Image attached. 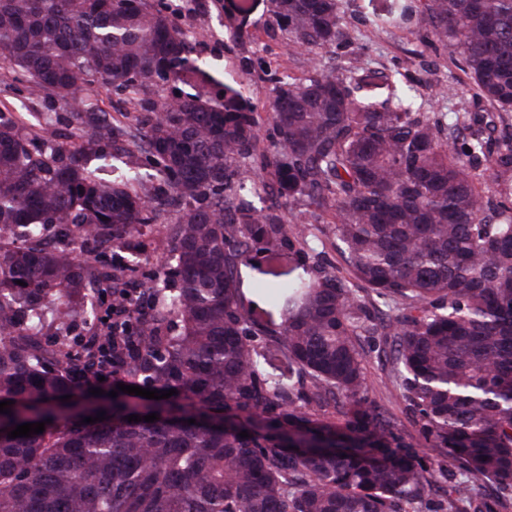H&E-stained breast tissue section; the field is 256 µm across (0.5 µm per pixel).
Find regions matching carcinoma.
<instances>
[{
    "label": "carcinoma",
    "mask_w": 512,
    "mask_h": 512,
    "mask_svg": "<svg viewBox=\"0 0 512 512\" xmlns=\"http://www.w3.org/2000/svg\"><path fill=\"white\" fill-rule=\"evenodd\" d=\"M271 2L288 45L352 41L341 0ZM413 20L429 48L460 57L471 111H421L397 72L313 63L276 79L258 154L261 116L229 87L222 109L192 94L121 119L73 105L94 82L134 100L164 65L179 80L183 34L148 0H0V64L71 104L72 128L59 144L53 116L39 135L0 109V402L13 401L0 413V512H503L512 141L489 159L485 112H512V0L404 4L388 22ZM111 160L118 180L102 176ZM157 222L170 264L145 307L127 285L136 236ZM327 233L343 271L312 247ZM258 254L260 308L239 288ZM92 281L111 297L104 310ZM77 322L99 327L82 350L44 344ZM362 336L390 337L428 447L402 441L368 397ZM96 376L176 390L150 406L171 423L128 421L139 406L123 392L105 420L83 422L99 409L76 395ZM222 411L230 433L211 423ZM450 461L464 477L426 499Z\"/></svg>",
    "instance_id": "carcinoma-1"
}]
</instances>
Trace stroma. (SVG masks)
Listing matches in <instances>:
<instances>
[{"label":"stroma","instance_id":"stroma-1","mask_svg":"<svg viewBox=\"0 0 512 512\" xmlns=\"http://www.w3.org/2000/svg\"><path fill=\"white\" fill-rule=\"evenodd\" d=\"M174 24L184 32L189 58L204 59L205 74L183 72L179 82L166 86L150 87L148 96L158 100L173 93H202L211 105L223 107L222 92L232 87L246 107L264 112L273 99L272 75L290 73L302 76L306 58H313L339 65L350 59L379 69H396L404 73L414 84L424 111L438 112L449 109L465 112L471 109L470 95H459L451 101H443L441 87L455 82H466L459 57L452 49L435 52L423 51L422 31L415 28L374 29L367 24V17L386 13L391 0H343L345 18L350 29L357 33L354 45L337 52L316 49L310 54L294 53L282 41L280 31L271 26L270 0H254V8L240 28L242 38H232L228 18L232 0H160ZM264 58L267 71H258L257 58ZM22 115L26 121L45 112L55 113L56 126L61 142H68L70 131L65 125L70 106L68 103L29 91L21 75L7 67H0V107ZM368 395L392 414L403 436L416 446L424 441L417 433L409 414L403 408L399 390L389 373L383 358L370 355L366 364Z\"/></svg>","mask_w":512,"mask_h":512}]
</instances>
